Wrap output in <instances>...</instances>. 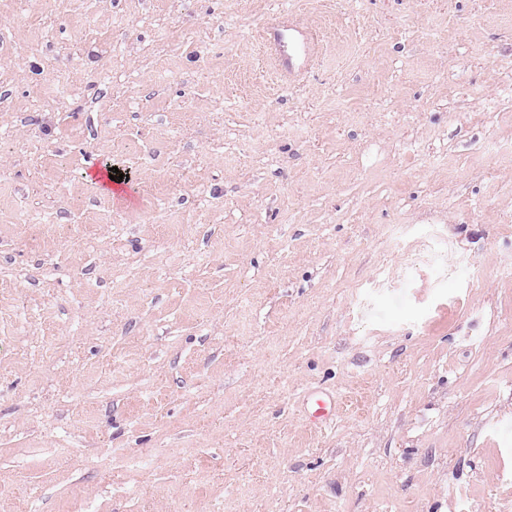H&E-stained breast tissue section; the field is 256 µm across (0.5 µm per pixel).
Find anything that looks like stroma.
Instances as JSON below:
<instances>
[{
	"label": "stroma",
	"instance_id": "stroma-1",
	"mask_svg": "<svg viewBox=\"0 0 512 512\" xmlns=\"http://www.w3.org/2000/svg\"><path fill=\"white\" fill-rule=\"evenodd\" d=\"M510 87L512 0H0V512H503ZM273 35L270 45L278 59L283 60L282 44L288 43V71L306 69L315 55L314 43L309 31L295 18L287 19L279 27L269 31Z\"/></svg>",
	"mask_w": 512,
	"mask_h": 512
}]
</instances>
